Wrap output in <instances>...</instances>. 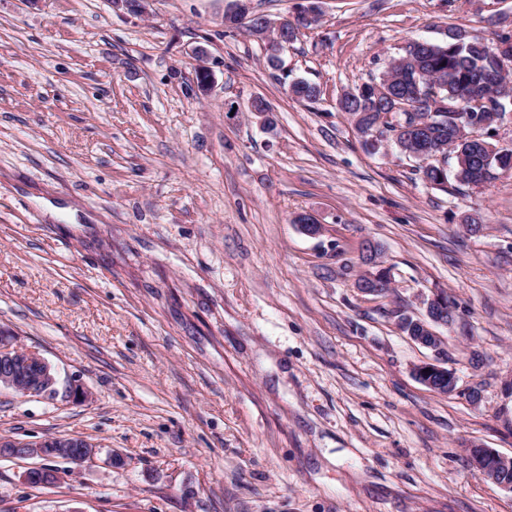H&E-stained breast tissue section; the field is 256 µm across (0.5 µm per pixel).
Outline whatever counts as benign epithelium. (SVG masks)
<instances>
[{"mask_svg":"<svg viewBox=\"0 0 512 512\" xmlns=\"http://www.w3.org/2000/svg\"><path fill=\"white\" fill-rule=\"evenodd\" d=\"M320 11L312 12L310 7L297 9L293 19L273 20L266 18L254 35L267 40L269 53L279 55L287 45L283 33L288 26H296L307 20L314 22ZM252 18L249 0H232L224 12V21L229 25H240ZM383 284V271L368 272L358 279L357 288L365 293L377 295ZM426 322L423 323V335L413 336L411 340L436 352L441 350L442 337L436 327H448L456 321L455 306L448 302V295L439 292L430 298L422 299ZM442 375L448 379V393L457 392V376L446 371L439 363L423 362L413 366V376L424 386L433 387L434 378ZM7 389L24 395H39L54 400L59 396L58 378L54 368L36 351L18 346L14 340L0 336V390ZM44 441L26 443L14 439H0V457L29 458L43 455ZM55 456L74 463H84L93 459L97 449L80 437L53 439ZM469 452L476 453L474 465L479 475L486 479H495L498 470L509 466V459L490 448L467 446ZM55 470L44 467H31L22 475V481L28 485H49L57 481Z\"/></svg>","mask_w":512,"mask_h":512,"instance_id":"obj_1","label":"benign epithelium"}]
</instances>
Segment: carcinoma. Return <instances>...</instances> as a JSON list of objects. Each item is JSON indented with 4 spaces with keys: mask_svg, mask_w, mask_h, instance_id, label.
Segmentation results:
<instances>
[{
    "mask_svg": "<svg viewBox=\"0 0 512 512\" xmlns=\"http://www.w3.org/2000/svg\"><path fill=\"white\" fill-rule=\"evenodd\" d=\"M288 94L307 104L318 102L320 87L308 80L288 84ZM409 102L414 112H400L409 125L430 115L429 122L404 141L399 152L418 161L420 178L443 187L448 176L470 189L512 171V144L494 142L497 126L512 112V33L487 41L464 27L450 25L442 40L413 39L404 53L391 57L379 77L345 93L340 110L347 113L367 147L383 145L385 132H376L373 110L391 111ZM478 124L479 137L467 133ZM447 146L444 160L452 169L424 162L426 148Z\"/></svg>",
    "mask_w": 512,
    "mask_h": 512,
    "instance_id": "obj_1",
    "label": "carcinoma"
}]
</instances>
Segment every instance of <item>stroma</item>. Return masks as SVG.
Masks as SVG:
<instances>
[{"instance_id": "obj_1", "label": "stroma", "mask_w": 512, "mask_h": 512, "mask_svg": "<svg viewBox=\"0 0 512 512\" xmlns=\"http://www.w3.org/2000/svg\"><path fill=\"white\" fill-rule=\"evenodd\" d=\"M227 5L0 0V332L90 393L1 391L0 438L99 450L39 486L0 458V512H512L466 450L512 458V173L430 186L337 105L409 39L512 26V0H319L281 55L312 105ZM368 240L381 295L355 286ZM437 291L458 305L438 352L395 317ZM434 361L457 393L414 378ZM288 94L298 101L311 105L318 102L321 89L316 83L300 79L288 84ZM445 367L438 362H423L413 366V376L424 386L433 388L434 378L438 375H444L448 379V394L457 392V376L453 371L446 372Z\"/></svg>"}]
</instances>
